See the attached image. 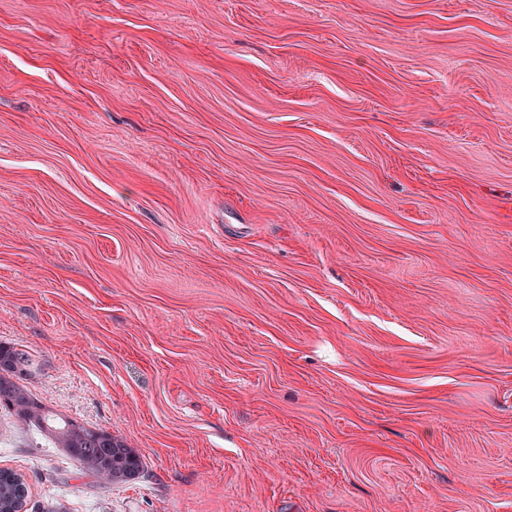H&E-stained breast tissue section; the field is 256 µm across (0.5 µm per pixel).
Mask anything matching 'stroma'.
I'll list each match as a JSON object with an SVG mask.
<instances>
[{
  "label": "stroma",
  "instance_id": "stroma-1",
  "mask_svg": "<svg viewBox=\"0 0 512 512\" xmlns=\"http://www.w3.org/2000/svg\"><path fill=\"white\" fill-rule=\"evenodd\" d=\"M0 340L56 512H512V0H0ZM37 363L24 346L0 342V410H6L31 430L47 434L54 448H64L80 471L110 484L138 479L142 456L120 437L47 411L20 381L32 376Z\"/></svg>",
  "mask_w": 512,
  "mask_h": 512
}]
</instances>
